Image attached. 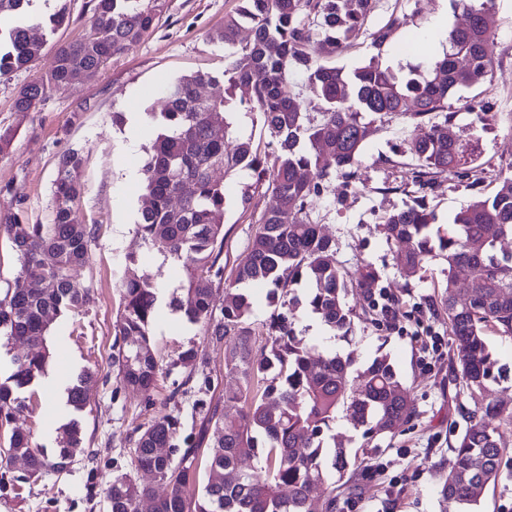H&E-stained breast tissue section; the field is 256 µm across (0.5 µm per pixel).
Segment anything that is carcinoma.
<instances>
[{
	"label": "carcinoma",
	"mask_w": 512,
	"mask_h": 512,
	"mask_svg": "<svg viewBox=\"0 0 512 512\" xmlns=\"http://www.w3.org/2000/svg\"><path fill=\"white\" fill-rule=\"evenodd\" d=\"M33 0H0V79L28 68L41 54L46 36L69 20L67 0L46 18L31 10ZM239 17L224 19V94L204 99L198 87L215 83L210 73L181 76L165 92V106L150 116L156 137L145 164L146 197L136 234L163 257L180 264L182 281L170 305L190 323H200L215 344L224 345L225 373L240 380L224 390L221 411L208 406L199 442L179 447V421L170 415L152 420L129 439L132 464L160 484L156 491L128 473L116 476L107 499L110 512H337L340 500L372 478L369 451L353 453L347 435L332 432L342 413L366 440L393 435L417 417L410 389L387 354L364 366L353 353L321 352L297 333L295 286L309 285L307 309L343 339L362 313L350 308V288L370 291L380 281L377 269L364 265L350 273L336 261V243L311 218L312 199L323 195L337 171L352 179L375 122L403 119L414 128L407 142L411 181L431 186L454 170L480 183L483 172L480 134L488 131L487 108H476L472 138L452 131L448 97L483 84L494 66V36L488 25L493 0H456L467 21L448 30V51L431 61L427 72L415 67L406 75L382 68L376 57L346 71L330 58L365 35L381 49L398 26L366 28L376 0H244ZM164 0H95L90 24L78 39L60 45L47 78L22 86L13 106L33 112L50 86L72 83L77 72L95 73L112 56L155 29ZM252 26L253 39L238 42L240 20ZM300 71L325 102L312 116L303 111L291 76ZM244 108L260 115L268 135L266 151L249 139L228 148L226 115ZM82 155L71 150L58 163L54 212L50 224H29L20 216L0 224L21 273L0 299V335L27 348L13 358V385L0 383V424L13 420L14 389L29 385L48 358L46 316L76 310L90 300L73 271L89 259L95 230L82 223L73 203L81 191ZM241 169L255 182L268 183L278 207L264 212L247 255L236 265L233 287L224 289L220 315L214 295L224 282V185L212 171ZM191 186L189 193L181 185ZM435 213L425 197L383 217L382 231L396 245L397 266L407 277L429 262H447V286L439 297L460 386L483 394L488 383L506 378L497 366L488 337L512 336V176L495 192L459 211L448 234L434 230ZM42 287L27 288L25 281ZM252 284L274 286L272 298L288 308L271 317L270 339L255 351L250 316ZM122 311L114 325L112 365L124 387L150 393L158 381V360L150 344L158 286L148 276L121 285ZM201 360L197 350L181 352L177 364L192 381ZM279 368L269 379L268 372ZM82 377L68 392L70 404L86 408ZM465 428L452 448L448 471L439 474L441 512H478L487 490L500 476L506 442L499 428L512 426V389L504 387L486 403L458 408ZM58 460L32 447L30 435L15 430L8 458L27 461V473L62 471L81 445L77 426L65 431ZM207 443L208 478L200 494L196 461ZM170 449L164 456L160 449ZM263 459L260 471L244 467Z\"/></svg>",
	"instance_id": "cac0c4a2"
}]
</instances>
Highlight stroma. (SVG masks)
<instances>
[{
  "label": "stroma",
  "mask_w": 512,
  "mask_h": 512,
  "mask_svg": "<svg viewBox=\"0 0 512 512\" xmlns=\"http://www.w3.org/2000/svg\"><path fill=\"white\" fill-rule=\"evenodd\" d=\"M239 6L240 0H166L155 30L114 55L105 68L70 85L49 88L37 111H14L17 90L45 78L57 45L77 39L93 15L94 0H68V25L57 30L30 68L0 81V133L11 135L9 146L0 152V223L16 213L33 224L51 223L58 163L77 149L83 165L74 208L83 223L97 227L88 263L73 274L77 284L91 286V300L79 311L51 317L45 373L21 392L24 407L11 427L0 429V448L7 447L10 431L16 428L30 433L34 446L52 457L62 445L64 427L74 421L82 448L65 470L34 477L0 461V512H107V489L116 475L127 472L139 483H155L153 476L131 464L126 438L135 428L169 414L179 419L180 436L194 438L202 424L198 397L215 405L224 402V349L213 345L202 325L172 311L169 302L181 280L180 268L142 244L136 223L146 186L144 165L154 139L147 114L162 109L163 91L177 78L222 73L225 51L216 33ZM440 14L452 25L462 20L452 0H379L367 27L374 30L389 17H398L401 25L391 42L377 53L369 38H359L333 62L348 71L373 57L397 72L427 65L435 55L430 46L412 55L405 49ZM490 28L495 56L490 78L448 100L455 130L464 138L471 133L473 104L480 101L490 107L491 129L479 142L483 180L472 188L451 172L426 189L443 233L455 213L477 195H491L501 177L512 175V97L502 93L504 85H512V0H496ZM410 133L399 119L374 124L353 184L333 176L324 195L311 203L313 219L336 242L337 260L350 270L374 266L380 287L399 297L408 311L390 321L384 332L369 323L356 324L347 341L312 331L307 311H300L295 323L310 344L354 352L361 364L377 351L388 353L418 412L404 432L374 440L377 478L353 496L344 512H440L437 475L452 458L456 409L474 404L470 394L455 385L450 348L438 355L427 348L431 337L448 334L437 305L446 284L444 261L433 260L425 271L405 277L396 265L394 245L380 230L385 214L412 200L405 190L411 173L404 141ZM213 176L224 184V257L232 269L245 256L260 215L275 206L276 199L267 186L253 185L248 172L218 169ZM246 191L253 196L247 209L240 204ZM131 252L139 255L138 263L126 262ZM145 273L161 289L151 328L159 375L148 395L120 387L112 366L113 326L122 310L120 284ZM190 347L206 356L195 370V382L208 379L213 388L203 395L191 389L170 399L175 384L185 377L178 356ZM87 370L93 374L90 403L77 411L67 402V387Z\"/></svg>",
  "instance_id": "stroma-1"
}]
</instances>
